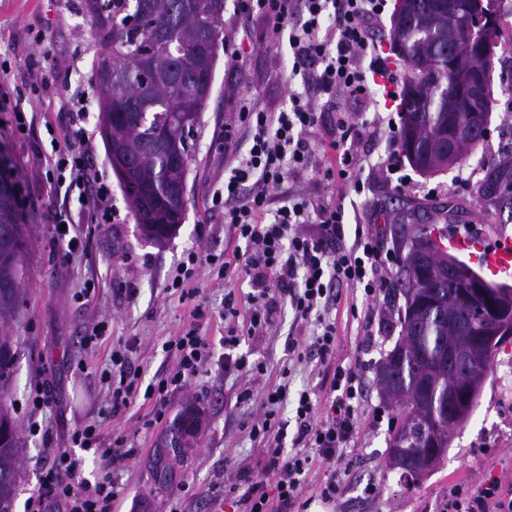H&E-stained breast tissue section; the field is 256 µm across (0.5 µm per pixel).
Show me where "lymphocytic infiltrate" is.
<instances>
[{
	"label": "lymphocytic infiltrate",
	"mask_w": 512,
	"mask_h": 512,
	"mask_svg": "<svg viewBox=\"0 0 512 512\" xmlns=\"http://www.w3.org/2000/svg\"><path fill=\"white\" fill-rule=\"evenodd\" d=\"M388 0H236L240 17L262 19L274 47L288 49V105L278 112L260 107L255 97L242 95L234 125L224 130V162L230 175L224 180V231L244 243L242 270L253 293L247 314V333L264 336L274 325L279 301H287L295 321L316 316L310 343L290 339L288 352L333 365L327 398L307 387L289 397L287 383H264V364L225 356V372L240 381L239 402L258 399L259 410L243 427L259 445L255 468L241 470L230 492L238 496L241 512H307L304 485L313 463H322L326 476L316 495L323 503L336 502L344 490L346 450L357 435L364 402L362 367L336 363V323L320 315L336 288L361 291L374 304L389 288L391 269L398 257L386 249L372 230L356 225L346 231L343 202L313 195L299 180L311 175L324 191L344 193L364 189L360 174L364 159L355 145L363 135L362 115L377 109L379 97L397 99L401 78L389 70L377 52L373 37L384 18ZM70 127L63 137L54 166L58 183L78 188L89 183L85 165L86 132L82 125L85 101L76 98ZM331 113L335 132L320 137L321 116ZM399 126L394 116L383 117L375 137L388 142L380 165L397 189L412 178L396 151ZM216 268L219 278H230L231 261L220 255L188 251L167 282L190 308L191 322L165 342L174 364L147 388L139 386L127 348L112 351L106 403L97 418L79 424L70 436L71 449L54 448L41 472L38 486L27 499V512H112L119 490L112 478L96 484L78 482L81 461L73 448L98 449L112 468L133 457L124 438L103 443L104 420L118 415L138 398L152 402L156 418H163L175 392L187 388L214 359L212 347L201 336L206 316L196 273L202 266ZM261 395H254L255 384ZM293 405L296 434L294 451H285L280 410ZM440 512H512V480L489 476L476 485H455Z\"/></svg>",
	"instance_id": "f902f5d3"
}]
</instances>
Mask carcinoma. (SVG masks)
Returning a JSON list of instances; mask_svg holds the SVG:
<instances>
[{"mask_svg":"<svg viewBox=\"0 0 512 512\" xmlns=\"http://www.w3.org/2000/svg\"><path fill=\"white\" fill-rule=\"evenodd\" d=\"M97 45L94 80L99 128L107 160L119 144L133 163L128 179L116 175L145 238L162 242L185 219L180 191L194 160L190 138L197 126L183 124L201 113L212 95L214 70L224 43V0H79ZM479 0H414L405 15L392 17V43L408 73L403 94L400 146L415 152L422 173L464 162L485 140L492 112L495 38L502 24L478 25ZM151 48L149 65L140 55ZM425 225L409 228L407 249L396 274L404 298L401 334L381 364L377 383L400 423L391 431L390 468L409 483L414 465L432 445L448 442V384H467L448 370V346L457 337H478L481 323L460 290L478 276L465 262L436 249L424 259L414 241ZM32 241L21 222L18 195L0 190V393L8 388L16 356L10 322L16 318L28 278ZM457 274L448 276V260ZM199 413L186 407L176 416L161 447L163 470L174 475L193 447ZM23 440L9 406L0 400V512H11L21 478Z\"/></svg>","mask_w":512,"mask_h":512,"instance_id":"cac0c4a2","label":"carcinoma"}]
</instances>
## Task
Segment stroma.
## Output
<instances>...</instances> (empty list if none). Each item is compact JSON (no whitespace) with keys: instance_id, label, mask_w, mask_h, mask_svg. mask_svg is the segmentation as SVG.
<instances>
[{"instance_id":"1","label":"stroma","mask_w":512,"mask_h":512,"mask_svg":"<svg viewBox=\"0 0 512 512\" xmlns=\"http://www.w3.org/2000/svg\"><path fill=\"white\" fill-rule=\"evenodd\" d=\"M78 0H0V62H9L0 74V91L11 101H27L30 58L43 63L45 86L37 101L28 102L30 127L17 128L14 115L0 112V154L21 188V217L29 228L28 293L13 323L17 354L15 375L4 397L25 441L21 481L12 512H25V503L37 486L46 461L45 446L67 447L78 422L97 416L104 405L106 386L100 373L113 348L128 344L133 367L143 383H150L169 360L163 344L187 323L189 313L177 293L165 284L184 254L193 248L220 254L234 251L235 241L224 235V213L213 208L212 195L224 186V127L230 123L239 95L254 94L271 112L286 103L281 75L287 50L265 49V24L233 13V0H224V47L219 51L213 93L200 118L195 137V160L187 178V210L178 231L164 244L144 240L136 226L118 180L106 158L98 130L97 89L92 69L97 49L76 5ZM236 65H229L231 51ZM512 55L501 54L492 77L493 109L490 131L465 163L433 175L412 172L413 184L396 191L378 161L387 151L374 142L370 162L361 178L362 194L344 200L349 221L377 216V230L385 246L397 250L406 225L463 224L476 227L477 238L487 248L500 243L501 234L512 236V196L504 191L512 182ZM87 100L85 127L90 138L92 177L112 188V204L119 220L92 218L90 199L65 194L54 185L49 170L58 155L69 125L68 95ZM480 182L467 186L470 173ZM439 186L428 196L425 185ZM66 216L85 242L83 250L65 254L55 241L57 216ZM209 314L201 333L215 354H222L224 299L233 297L240 312H247L252 291L244 272L231 280L218 279L209 267L199 271ZM329 314L336 320V358L349 364L362 362L365 401L359 433L350 455L354 464L345 477V490L336 507L315 502L309 512H439L454 484L477 483L486 475L512 476V343L497 355L495 367L484 383L477 406L465 427L454 434L448 453L435 470L415 486H405L398 472L386 466L390 429L378 413L392 415L376 386L383 357L394 347L399 323L385 324L371 314L361 293L342 289ZM105 331L93 348L83 338L92 328ZM241 338L233 354L248 363H263L270 382H287L290 393L323 380L314 362H290L289 337L310 339L315 318L295 321L288 303H280L272 331L251 337L244 322H237ZM48 381L52 401L37 414L47 434L30 432L28 402L40 381ZM234 377L217 367L201 373L187 390L171 400L166 416L152 418V406L135 402L102 426L105 438L123 436L137 451L128 466L112 469L99 454L84 457L82 480L113 476L122 489L112 512H236L225 499L224 487L235 480L238 467L257 461L254 443L241 428L258 410L257 402L237 404ZM194 404L204 425L196 448L187 455L166 491H157L151 476L154 454L176 415Z\"/></svg>"}]
</instances>
